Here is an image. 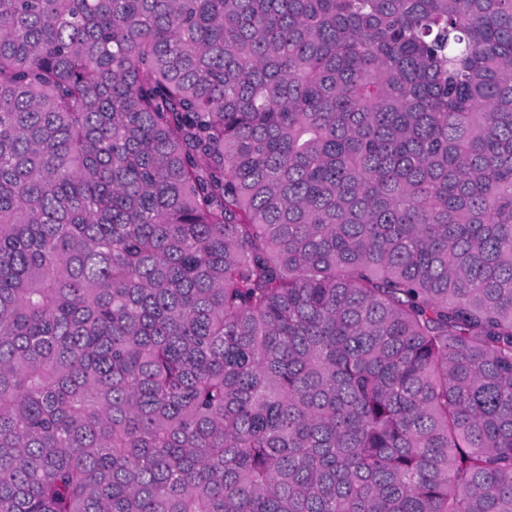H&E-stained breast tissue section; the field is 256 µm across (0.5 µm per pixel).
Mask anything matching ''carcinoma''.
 Masks as SVG:
<instances>
[{
  "instance_id": "cac0c4a2",
  "label": "carcinoma",
  "mask_w": 512,
  "mask_h": 512,
  "mask_svg": "<svg viewBox=\"0 0 512 512\" xmlns=\"http://www.w3.org/2000/svg\"><path fill=\"white\" fill-rule=\"evenodd\" d=\"M0 512H512V0H0Z\"/></svg>"
}]
</instances>
